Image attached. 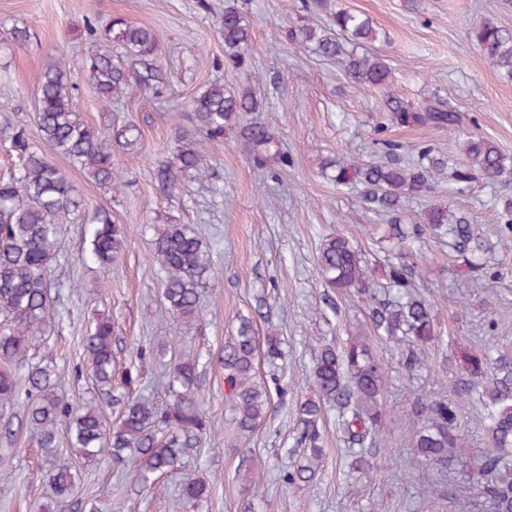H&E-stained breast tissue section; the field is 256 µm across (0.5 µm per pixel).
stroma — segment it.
<instances>
[{
    "mask_svg": "<svg viewBox=\"0 0 512 512\" xmlns=\"http://www.w3.org/2000/svg\"><path fill=\"white\" fill-rule=\"evenodd\" d=\"M303 0H0V39L13 26L27 28L25 46L0 49V125L24 128L31 143L45 150L34 121L35 92L42 67L58 51L80 58L90 44L103 50L105 37L89 41L86 23L104 30L122 16L153 29L162 51L156 64L167 76L164 97L150 98L130 84L115 103L101 101L87 77L76 80L73 104L81 120L99 132L126 120L141 129L137 149L119 157L124 184L108 193L86 170L54 156L68 169L88 203L107 206L127 246L112 270L83 264L85 226L79 216L65 220L60 250L49 269L58 300L48 335L30 347L25 359L54 367L58 392L66 399L91 401V381L79 376L82 338L98 318L115 325L113 349L119 369H132V390L162 405L168 399L164 373L174 347L186 345L204 363L199 398L210 429L199 447L182 457L178 469L144 489L134 485L129 469L103 463L84 464L61 443L45 455L37 429L22 420L23 404L0 407L14 422L12 441L0 440V512H170L184 473L207 481L210 494L187 512H448L449 478L463 479L476 457L489 450L477 394L458 399V422L468 441V456L446 465L422 466L412 447L416 395L455 397L465 377L464 355L494 337L512 354V251L493 247L484 254L487 275L476 278L446 243L427 239L416 265L415 284L433 307L439 339L425 351L416 371L400 362L402 346L378 332L369 317L368 296L336 294L324 285L316 258L322 240L341 233L358 244L370 264L398 260L387 239L384 217L366 209L356 193L337 189L321 171L326 159L377 157L374 129L381 122L384 94L352 86L342 65L291 45L287 30L307 13ZM241 9L252 35L251 65L235 71L224 66L222 17L225 6ZM343 8L369 17L378 33L372 48L393 75L389 92L407 101L437 98L461 117L460 134L431 127H390L391 139L408 146L427 144L435 153L463 163L461 135L479 136L512 155V80L492 67L472 37L485 17L512 30V0H328L310 15L327 25L330 13ZM251 89L261 101L247 118L268 126L293 166L267 177L256 168L236 135L203 140L211 188L185 178L179 191L162 193L154 170L167 160L177 131L194 130L191 99L211 83ZM512 197V181L475 185L449 192L447 176L410 204L408 216L420 220L434 204L467 211L489 239L501 227V200ZM187 224L212 246L214 276L201 299L197 317H173L161 298L163 274L150 258L153 230ZM254 321L257 337L273 334L284 356L259 361L263 378L278 376L288 385L274 396L264 420L247 435L236 430L224 396L222 350L239 317ZM364 340L388 372L380 429L384 446L372 449L366 470L351 467L335 411L320 425L324 448L314 479L285 485L280 475L301 462L297 406L315 395L309 380L313 360L325 344L344 347ZM456 398V397H455ZM253 456L261 472L243 466ZM75 467L80 488L73 499L53 497L50 480L62 466ZM430 477L440 495L418 489L419 476Z\"/></svg>",
    "mask_w": 512,
    "mask_h": 512,
    "instance_id": "1",
    "label": "stroma"
}]
</instances>
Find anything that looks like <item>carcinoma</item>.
Returning <instances> with one entry per match:
<instances>
[{
  "label": "carcinoma",
  "instance_id": "carcinoma-1",
  "mask_svg": "<svg viewBox=\"0 0 512 512\" xmlns=\"http://www.w3.org/2000/svg\"><path fill=\"white\" fill-rule=\"evenodd\" d=\"M222 32L224 66L247 69L251 34L237 8L224 7ZM472 34L493 66L512 78V32L483 20L473 27ZM108 36L120 49V58L95 47L77 60L61 55L42 70L36 112L42 140L73 166L86 170L97 185L114 191L121 187L116 152L132 150L141 139L140 128L132 122L123 123L102 136L82 122L72 103L76 78L89 76L107 103L123 96L132 77L156 98L164 96L167 83L163 72L154 65L161 50L155 31L115 17ZM376 39L369 18L345 9L332 15V28L328 31L305 22L288 29L292 44L311 46L324 58H343L354 84L385 89L392 82L391 70L380 56L366 49V44ZM191 106L195 130L176 132V150L155 172L158 185L167 193L175 191L188 174L206 181L196 135L222 139L235 128L242 113L257 110L260 103L248 89L230 93L223 85L214 84L195 96ZM384 112L386 123L377 128L379 132L391 124L455 133L460 125L455 109L430 99L415 105L390 97ZM240 137L257 168L266 171L293 165V159L280 151L267 127L245 125ZM8 140L17 164L11 177L0 180V403H11L22 393L27 395V420L39 428V445L45 453H54L63 438L87 462L108 459L116 465L132 464L135 482L150 486L178 467L180 457L198 447L207 431L198 399L200 356L190 351L174 355L167 373L172 400L164 407L114 387V325L108 318L96 320L83 338L87 375L98 391L94 404L79 405L58 396L53 371L39 363L28 365L23 375L13 370L15 359L41 338L54 318V284L48 268L59 244L60 219L81 213L87 203L67 173L29 143L24 130L12 132ZM376 144L384 154L382 161L347 158L328 164L336 186L357 191L367 209L389 217L391 224L401 225L397 242L402 247L410 249L428 235L444 232L458 256L472 269L482 270L478 259L486 244L466 213L436 204L424 213L422 222L405 225L403 212L409 199L428 192L445 170L456 185L470 188L476 183L512 179V161L496 145L472 136L462 141L467 157L463 167L436 156L429 145L409 149L384 138L376 140ZM502 219L505 227L500 229L499 242L509 251L512 201L504 202ZM88 234L90 248L81 254L82 261L106 270L124 254L125 238L108 208H94ZM151 254L164 273L162 298L168 310L181 318L197 316L200 297L213 275L210 247L189 225L168 224L151 239ZM317 267L326 287L338 293L354 290L369 294L376 328L391 339L401 337L409 342L404 352L406 369L421 367L425 348L435 342L437 331L431 303L416 290L414 265L398 261L372 268L361 249L349 238L336 234L323 240ZM379 284L388 297L378 298L375 286ZM261 355L270 363L281 358V340L269 336L265 343H259L252 320L240 319L235 335L224 345L222 363L225 398L243 433L253 431L267 417L272 408V391H283L277 378L267 382L257 375V359ZM466 369L469 379L458 383L456 393L467 396L482 384L478 396L490 451L477 458L468 480L458 482L457 488L448 492V501L459 502L476 485L495 512H512V357L496 353L489 338L482 350L468 359ZM311 381L318 399L305 400L298 408L306 463L283 473L282 481L287 485L307 482L315 476L322 459L318 424L327 408L336 410L348 447L373 448L380 441L378 424L386 375L367 342L352 343L340 350L322 346L313 364ZM109 409L118 413L113 427L106 419ZM416 411L422 418L413 441L418 456L432 464H444L448 456L465 452L455 402L419 397ZM60 425L65 426L62 433ZM77 480V472L67 466L59 468L51 478L54 497H75ZM207 493L206 482L189 474L183 480L181 498L174 509L178 512L187 503L201 502Z\"/></svg>",
  "mask_w": 512,
  "mask_h": 512
}]
</instances>
